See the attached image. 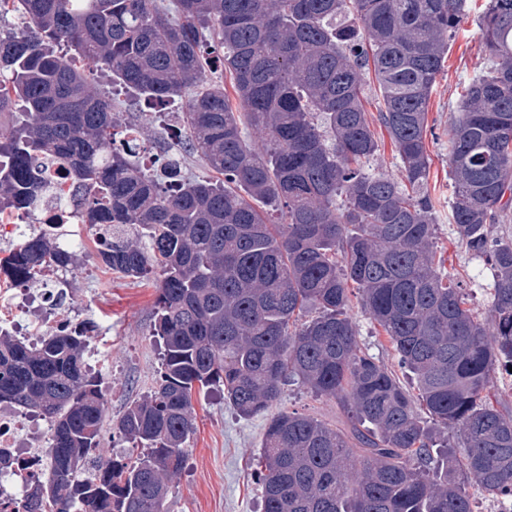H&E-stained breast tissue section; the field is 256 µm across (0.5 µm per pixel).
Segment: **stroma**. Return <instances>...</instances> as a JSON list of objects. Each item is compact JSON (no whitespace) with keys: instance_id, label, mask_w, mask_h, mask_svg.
<instances>
[{"instance_id":"35a3bbf8","label":"stroma","mask_w":512,"mask_h":512,"mask_svg":"<svg viewBox=\"0 0 512 512\" xmlns=\"http://www.w3.org/2000/svg\"><path fill=\"white\" fill-rule=\"evenodd\" d=\"M485 4L486 0H467V17L451 43L428 112L433 130L428 139V190L437 204L438 246L447 268L458 272L480 311L491 301L489 277L459 244L451 224L448 130L461 93L483 66L477 22ZM189 96L185 90L174 97L158 120L130 93L114 95L112 110L121 121L137 125L147 145L171 144L184 138L177 114L184 111ZM69 296L74 320L90 318L99 325L87 361L97 366L111 414H120L130 400L145 394L158 376L160 355L151 334L156 290L113 272L99 274L94 265L81 263L70 281ZM350 314L359 326L361 346L389 367H396L394 352L381 328L360 306H353ZM281 405L335 425L345 419L335 401L314 396L295 380L285 386ZM193 407L197 431L186 446L187 466L170 487L167 512H263L257 471L266 417H240L218 388L197 392Z\"/></svg>"}]
</instances>
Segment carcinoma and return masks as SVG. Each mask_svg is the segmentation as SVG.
Here are the masks:
<instances>
[{
    "label": "carcinoma",
    "mask_w": 512,
    "mask_h": 512,
    "mask_svg": "<svg viewBox=\"0 0 512 512\" xmlns=\"http://www.w3.org/2000/svg\"><path fill=\"white\" fill-rule=\"evenodd\" d=\"M466 0H0V208H34L47 160L102 264L152 284L156 385L112 418L84 354L88 319L34 340L0 330V404L49 419V476L0 512H165L196 429L193 393L224 389L242 417L265 414L298 379L336 400L348 430L285 409L262 443L263 512H476L470 488L512 498V414L490 397L512 367V0H487L479 41L491 62L450 128L451 221L491 272L478 313L437 253L427 185L429 102ZM153 107L195 86L179 116L187 144L222 180H165L134 164L140 135L112 114L80 65ZM229 74L241 111L224 82ZM398 174L379 144L366 80ZM250 126L260 141L243 130ZM279 212L271 224L268 209ZM0 270L50 288L75 255L24 237ZM357 302L388 336L413 386L360 346ZM127 460L97 449L105 426ZM369 115L373 117V130L380 140L381 151H380V163L383 168L387 170L389 173L396 174L397 173V159L394 146L390 140V137L385 130V128L376 120L378 114V101L371 97L369 100V104L366 105Z\"/></svg>",
    "instance_id": "carcinoma-1"
}]
</instances>
